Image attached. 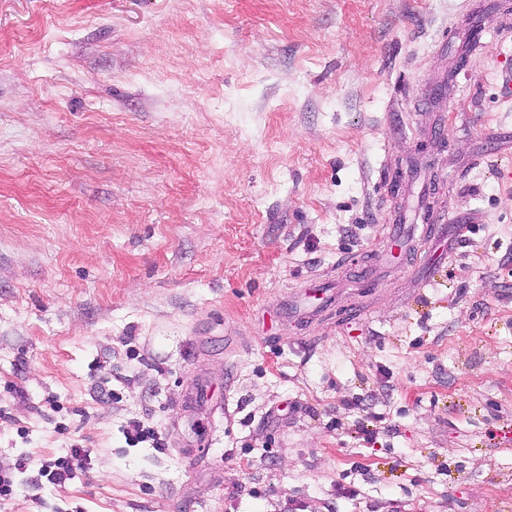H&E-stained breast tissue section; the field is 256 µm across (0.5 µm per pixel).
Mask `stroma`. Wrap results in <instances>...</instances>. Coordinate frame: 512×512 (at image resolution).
<instances>
[{
	"label": "stroma",
	"mask_w": 512,
	"mask_h": 512,
	"mask_svg": "<svg viewBox=\"0 0 512 512\" xmlns=\"http://www.w3.org/2000/svg\"><path fill=\"white\" fill-rule=\"evenodd\" d=\"M510 82L512 0H0V512H512ZM123 434L126 442L134 447L139 443L152 441L153 448H165V443L160 436L150 427H145L140 421H132L124 428ZM90 448L72 445L66 456L55 459H45L40 464L38 474L60 487H65L70 481L87 469Z\"/></svg>",
	"instance_id": "stroma-1"
}]
</instances>
